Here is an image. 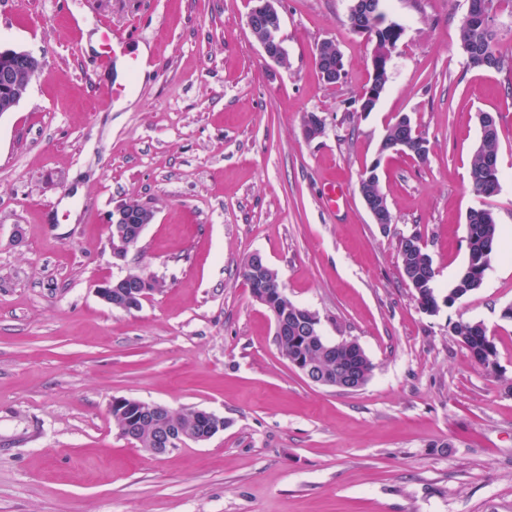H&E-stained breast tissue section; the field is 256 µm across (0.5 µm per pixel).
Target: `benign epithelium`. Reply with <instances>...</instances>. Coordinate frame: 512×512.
I'll use <instances>...</instances> for the list:
<instances>
[{"mask_svg":"<svg viewBox=\"0 0 512 512\" xmlns=\"http://www.w3.org/2000/svg\"><path fill=\"white\" fill-rule=\"evenodd\" d=\"M247 26L261 46L264 56L277 65L287 61V51L279 36L281 15L279 0H254L247 16ZM398 43L390 40L384 47L373 54V81L359 94L357 101L360 110L371 112L376 107L385 87L389 63L396 52ZM319 54L326 63L324 80L334 85L343 77L342 57L329 40L320 44ZM40 63L31 53L14 48L0 46V102L3 111L9 112L20 103L32 79L38 74ZM426 147L425 141L417 138L415 141L402 137L394 142H381L379 152H403L410 149L412 144ZM376 164H371L363 177L359 178L360 194L369 213L376 218V223L387 226L392 219H382L378 214V201L369 193L363 184L373 179L377 174ZM154 220V212L140 204L129 203L121 205L112 211L107 226L115 258L122 260L139 242L145 227ZM154 280L142 273L129 272L116 280L103 281L96 292L98 297L115 309L129 311L140 306L141 301L153 291ZM294 365L313 383L336 387L343 391H355L363 387L364 380L355 372L347 371L333 378L315 371L307 365L304 358L299 356L293 360ZM142 416L160 421L161 429L153 440L151 448L147 449L152 455L160 456L171 449L187 442L204 443L218 432L224 430V418L212 412L200 411L198 417L206 422L203 432L192 434L178 423L170 420V408L159 403H142L134 413L133 419Z\"/></svg>","mask_w":512,"mask_h":512,"instance_id":"1","label":"benign epithelium"}]
</instances>
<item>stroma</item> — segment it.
<instances>
[{
	"instance_id": "stroma-1",
	"label": "stroma",
	"mask_w": 512,
	"mask_h": 512,
	"mask_svg": "<svg viewBox=\"0 0 512 512\" xmlns=\"http://www.w3.org/2000/svg\"><path fill=\"white\" fill-rule=\"evenodd\" d=\"M353 0H281L289 62L246 25L252 0H0V42L41 63L0 115V512H512V69L469 67L464 0H384L403 28L376 108L359 111L374 44ZM147 47L135 76L96 67L101 26ZM345 75L327 84L317 46ZM129 92L108 101L113 80ZM323 136L304 133L307 113ZM498 117L500 187L469 185L477 115ZM409 115L427 160L379 156ZM379 162L393 222L375 224L359 174ZM344 205L329 208V182ZM155 213L125 260L106 220ZM489 208L501 250L482 286L422 310L398 259L416 233L447 291L466 215ZM261 254L330 342L373 365L345 392L295 369L242 267ZM140 271L160 287L131 311L98 285ZM481 324L496 365L448 332ZM126 397L223 417L162 456L112 418ZM320 54L324 57L326 63L323 74L324 80L334 85L343 77L342 57L330 40H325L320 44L319 55Z\"/></svg>"
}]
</instances>
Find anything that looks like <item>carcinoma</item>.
<instances>
[{
  "label": "carcinoma",
  "mask_w": 512,
  "mask_h": 512,
  "mask_svg": "<svg viewBox=\"0 0 512 512\" xmlns=\"http://www.w3.org/2000/svg\"><path fill=\"white\" fill-rule=\"evenodd\" d=\"M467 8L460 27L461 43L469 46L468 63L487 71H500L505 67L506 59L495 48L496 33L493 25L481 19L488 10H496L501 4L512 6V0H466ZM499 131L498 128L481 136L471 161L470 183L472 190L481 196L496 193V186L488 176L489 166L498 159ZM468 260L476 268L488 269L493 257L499 250L498 225L492 212L486 208L471 210L467 214ZM255 256H250L243 266L242 275L251 290L266 288L273 294V302L284 304L281 312L288 313V324L299 326L310 317L311 311L288 300L286 295L279 294L280 284L277 273L272 272L261 277L255 272ZM407 280L415 291L416 300L423 310L439 304L436 275L430 256L422 250L413 249L406 257ZM475 291V282L465 272H460L448 294L444 296L446 304L451 305L469 293ZM454 335L467 337L464 346L471 358L479 365L488 368L495 363L496 349L479 323L458 321L454 324ZM280 352L286 358L294 355L296 349L305 342L302 331L288 330V336L276 337ZM329 345L324 338H319L306 346L305 354L309 363L319 371L328 375H336V364L356 363L360 374L366 378L372 372V363L368 357L360 359L353 356L349 342L342 341L330 352L322 350Z\"/></svg>",
  "instance_id": "1"
}]
</instances>
